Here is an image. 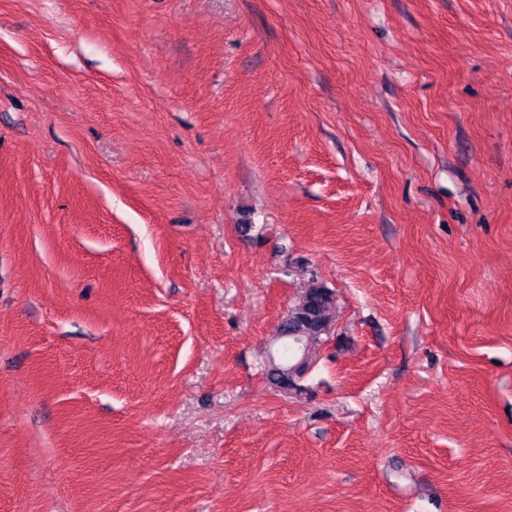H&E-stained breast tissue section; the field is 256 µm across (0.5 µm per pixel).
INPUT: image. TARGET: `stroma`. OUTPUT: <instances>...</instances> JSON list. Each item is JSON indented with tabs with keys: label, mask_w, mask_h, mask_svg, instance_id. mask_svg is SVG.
I'll return each mask as SVG.
<instances>
[{
	"label": "stroma",
	"mask_w": 512,
	"mask_h": 512,
	"mask_svg": "<svg viewBox=\"0 0 512 512\" xmlns=\"http://www.w3.org/2000/svg\"><path fill=\"white\" fill-rule=\"evenodd\" d=\"M0 512H512V0H0ZM335 321L333 292L317 280H311L308 288L283 316L278 336L270 343L278 346L284 336H292L290 340L296 345L297 353L304 352V357L313 362V352L327 341ZM269 356L272 357V361L267 357L264 364L265 374L269 384L274 389L285 394L300 393L304 389L301 385V381L306 374L307 363L288 371L289 366L293 365L296 357L286 361L278 356L276 349L274 352L271 351Z\"/></svg>",
	"instance_id": "stroma-1"
}]
</instances>
